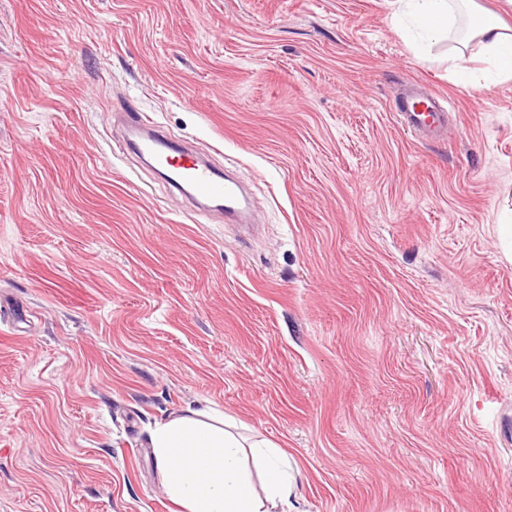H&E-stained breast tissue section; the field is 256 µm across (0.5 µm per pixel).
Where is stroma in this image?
Here are the masks:
<instances>
[{
    "instance_id": "stroma-1",
    "label": "stroma",
    "mask_w": 512,
    "mask_h": 512,
    "mask_svg": "<svg viewBox=\"0 0 512 512\" xmlns=\"http://www.w3.org/2000/svg\"><path fill=\"white\" fill-rule=\"evenodd\" d=\"M394 11L0 0V512H179L149 436L205 406L295 460L286 512H512V79ZM125 109L236 160L257 233L172 200ZM396 112L404 128L419 132L431 140L441 137L448 120V109L442 98L420 84L404 90L396 103Z\"/></svg>"
}]
</instances>
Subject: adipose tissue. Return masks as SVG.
I'll return each mask as SVG.
<instances>
[{
  "mask_svg": "<svg viewBox=\"0 0 512 512\" xmlns=\"http://www.w3.org/2000/svg\"><path fill=\"white\" fill-rule=\"evenodd\" d=\"M422 38L434 39L458 25L469 5L471 28L458 41L452 61L468 73L470 41H478L491 80L512 78V27L493 12L474 10L475 0H397ZM163 485L183 512H281L295 475L283 452L260 439L247 440L227 427L221 411L189 409L158 425L151 438Z\"/></svg>",
  "mask_w": 512,
  "mask_h": 512,
  "instance_id": "adipose-tissue-1",
  "label": "adipose tissue"
}]
</instances>
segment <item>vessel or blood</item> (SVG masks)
Here are the masks:
<instances>
[{
    "label": "vessel or blood",
    "mask_w": 512,
    "mask_h": 512,
    "mask_svg": "<svg viewBox=\"0 0 512 512\" xmlns=\"http://www.w3.org/2000/svg\"><path fill=\"white\" fill-rule=\"evenodd\" d=\"M400 124L431 140L439 139L448 120L442 98L422 85L407 87L396 103ZM126 126L144 131L145 137L134 149L152 155L155 169L174 188L186 191L189 202L200 212H220L235 219L241 206V187L231 178H223L210 164L172 147L149 117H125Z\"/></svg>",
    "instance_id": "b4317fda"
}]
</instances>
